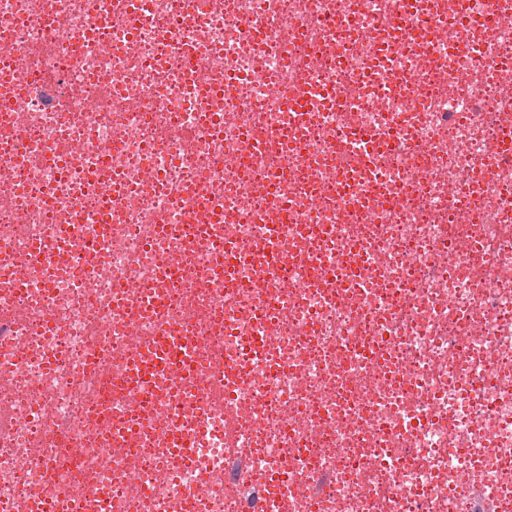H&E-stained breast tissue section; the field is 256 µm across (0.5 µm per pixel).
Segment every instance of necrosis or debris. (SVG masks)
I'll list each match as a JSON object with an SVG mask.
<instances>
[{
    "instance_id": "4bbe7bcc",
    "label": "necrosis or debris",
    "mask_w": 512,
    "mask_h": 512,
    "mask_svg": "<svg viewBox=\"0 0 512 512\" xmlns=\"http://www.w3.org/2000/svg\"><path fill=\"white\" fill-rule=\"evenodd\" d=\"M510 132L512 0H0V512H512Z\"/></svg>"
}]
</instances>
